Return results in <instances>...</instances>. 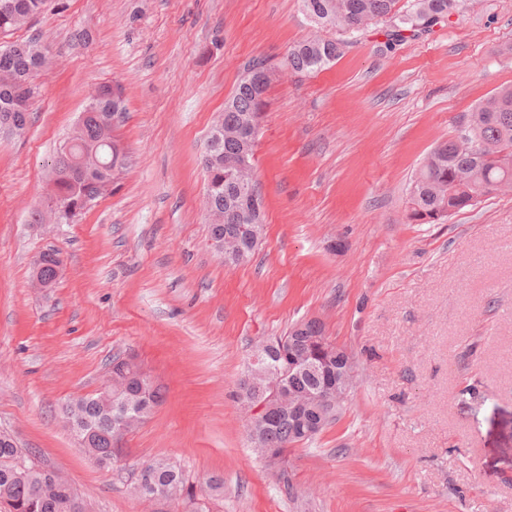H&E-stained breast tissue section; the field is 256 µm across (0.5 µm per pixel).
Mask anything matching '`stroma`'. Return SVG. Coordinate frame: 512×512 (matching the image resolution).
Listing matches in <instances>:
<instances>
[{"label":"stroma","mask_w":512,"mask_h":512,"mask_svg":"<svg viewBox=\"0 0 512 512\" xmlns=\"http://www.w3.org/2000/svg\"><path fill=\"white\" fill-rule=\"evenodd\" d=\"M384 29L310 75L285 66L318 32L300 0H49L7 35L47 61L26 134L0 136V431L96 512H512V191L442 224L409 218L426 155L512 85V0H468L390 49ZM255 58L274 69L255 151L265 234L228 264L200 160ZM101 83L123 91L126 164L77 223H33ZM48 249L63 268L42 290L32 261ZM309 317L351 354L358 385L289 449L287 491L248 441L236 382L256 345ZM117 355L167 389L120 474L63 423ZM157 458L181 468L193 501L132 493Z\"/></svg>","instance_id":"35a3bbf8"}]
</instances>
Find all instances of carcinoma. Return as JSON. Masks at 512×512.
I'll return each instance as SVG.
<instances>
[{"mask_svg":"<svg viewBox=\"0 0 512 512\" xmlns=\"http://www.w3.org/2000/svg\"><path fill=\"white\" fill-rule=\"evenodd\" d=\"M47 0H0V32H10L25 26L38 14ZM465 0H302V8L309 20L317 26L339 28L361 36L378 20L386 22L384 35L390 47L415 40L432 27L460 14ZM341 53V43L326 38H307L293 45L285 65L298 73L310 74L334 62ZM46 61L45 55L34 43H15L0 49V134L27 127L32 101L21 102L19 91L34 94L30 77L34 69ZM261 65H271L264 58L251 61L241 76L232 98L224 106V140L212 147L202 158V169L211 183V209L223 214L224 223L210 225L214 238L242 233V224L224 208V191L237 179L236 171L228 165L240 151V142L232 135L245 118L262 120L266 108V89L250 80L248 71ZM94 108L85 109L82 120L76 124L70 153L58 152L51 167L52 190L49 195L69 206L83 211L84 202H94L112 188L97 190L96 184L112 182L116 168L124 165L126 154L118 140L112 138V117L125 112L119 89L102 83L90 96ZM512 151V86L498 89L478 103L463 117L457 134L436 145L425 157L410 191L412 221L430 224L443 221L451 209L469 206L466 190L476 186L480 195L489 196L500 189H512V166L498 164V156ZM112 381L124 388L121 399L108 403L97 394L71 400L68 403L70 419L75 428L96 430L95 451L102 467H111L122 449L110 445L107 436L113 434V419L124 415L130 419L128 432L136 431L154 407L164 398V392L151 384L149 398L135 394L139 384L137 366L131 360L112 359ZM322 385L318 373H304L289 382L290 388L317 392ZM247 430L256 431L263 448L294 446L297 434L288 416L271 406L247 424ZM156 469L145 489H134L143 498L163 492L177 501L187 493L183 473L163 460L155 461ZM27 474L15 479L0 469V512H72L69 502L73 488L50 480L48 470L33 462L26 464Z\"/></svg>","mask_w":512,"mask_h":512,"instance_id":"obj_1","label":"carcinoma"}]
</instances>
